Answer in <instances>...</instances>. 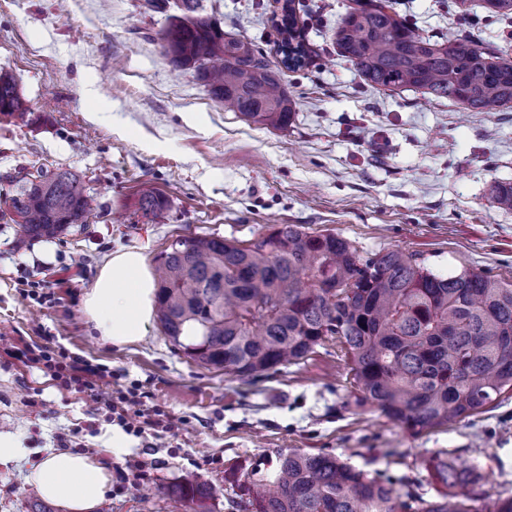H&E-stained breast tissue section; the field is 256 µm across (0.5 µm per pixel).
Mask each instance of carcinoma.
I'll list each match as a JSON object with an SVG mask.
<instances>
[{
	"instance_id": "obj_1",
	"label": "carcinoma",
	"mask_w": 512,
	"mask_h": 512,
	"mask_svg": "<svg viewBox=\"0 0 512 512\" xmlns=\"http://www.w3.org/2000/svg\"><path fill=\"white\" fill-rule=\"evenodd\" d=\"M479 6L512 19V0ZM182 10L161 32L164 54L194 71L224 110L288 129L296 103L261 48L200 15L201 0H182ZM275 28L280 64L304 68L296 0H283ZM333 41L373 88H414L489 117L512 108L511 58L467 38L421 34L389 0L349 7ZM26 112L14 79L1 73L0 115ZM491 195L512 210L511 182L494 183ZM9 202L25 238L55 237L95 206L80 175L41 167L25 174ZM138 204L155 215L168 202L147 186ZM156 274V313L169 342L244 383L333 340L345 351L356 403L376 406L416 435L512 392V283L483 272L438 275L399 248L365 257L338 233L276 224L246 242L215 233L186 237L156 257ZM429 467L446 491L433 501L404 500L378 471L294 449L280 455L271 477L243 474L245 512H481L472 466L433 457ZM221 491L189 477L165 489L185 512H210L208 502Z\"/></svg>"
}]
</instances>
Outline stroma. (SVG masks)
Listing matches in <instances>:
<instances>
[{
    "label": "stroma",
    "instance_id": "35a3bbf8",
    "mask_svg": "<svg viewBox=\"0 0 512 512\" xmlns=\"http://www.w3.org/2000/svg\"><path fill=\"white\" fill-rule=\"evenodd\" d=\"M454 0H399L419 31L512 47V23ZM349 0H304L301 36L311 60L283 81L297 103L288 129L268 130L225 111L193 71L162 52L159 32L179 15L144 13L141 0H0V72L27 100L25 118L0 116V332L20 345L53 342L117 372L76 393L0 352V433L27 454L0 466V512H33L29 466L67 447L112 448L109 512H161L160 486L192 475L222 484L211 512H241L240 476L264 475L291 449L342 456L390 476L401 494L432 500L444 488L428 459L458 457L484 480L481 506L512 498V394L476 416L412 435L377 407L352 401L335 342L251 385L174 349L158 319L144 339L116 348L92 331L83 300L122 247L154 262L178 238L216 233L248 240L275 224L331 230L362 254L401 248L436 274L486 272L512 281V211L490 186L512 182V109L487 118L414 89L363 83L331 30ZM225 32L246 34L278 61L274 0H205ZM46 165L82 175L96 210L51 239H23L6 200L12 178ZM168 207L143 215V186ZM24 281L52 282L50 302L23 298ZM138 383L175 426L135 436L98 403ZM121 448H113V435ZM144 480H122L136 463Z\"/></svg>",
    "mask_w": 512,
    "mask_h": 512
}]
</instances>
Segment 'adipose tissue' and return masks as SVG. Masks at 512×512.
<instances>
[{"label":"adipose tissue","mask_w":512,"mask_h":512,"mask_svg":"<svg viewBox=\"0 0 512 512\" xmlns=\"http://www.w3.org/2000/svg\"><path fill=\"white\" fill-rule=\"evenodd\" d=\"M155 281L141 250L113 253L101 268L83 308L93 329L106 342L125 347L140 342L154 314ZM30 482L62 512H95L106 499L112 472L105 458L66 450L40 458Z\"/></svg>","instance_id":"adipose-tissue-1"}]
</instances>
